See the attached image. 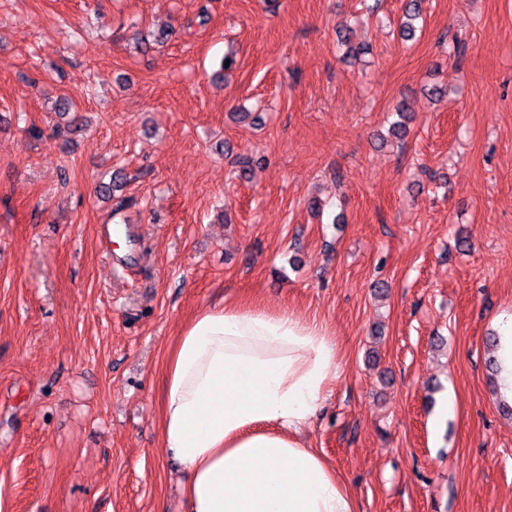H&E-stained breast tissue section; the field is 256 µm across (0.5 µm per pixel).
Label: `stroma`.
Masks as SVG:
<instances>
[{
    "mask_svg": "<svg viewBox=\"0 0 512 512\" xmlns=\"http://www.w3.org/2000/svg\"><path fill=\"white\" fill-rule=\"evenodd\" d=\"M405 4L0 0V512H186L165 364L223 300L337 342L305 434L360 512H512V0H422L408 42ZM495 330L499 336V345L497 336L493 337L491 346L495 350L498 345L499 390L501 395L512 403V313L500 316Z\"/></svg>",
    "mask_w": 512,
    "mask_h": 512,
    "instance_id": "obj_1",
    "label": "stroma"
}]
</instances>
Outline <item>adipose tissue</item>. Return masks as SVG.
Instances as JSON below:
<instances>
[{"label": "adipose tissue", "mask_w": 512, "mask_h": 512, "mask_svg": "<svg viewBox=\"0 0 512 512\" xmlns=\"http://www.w3.org/2000/svg\"><path fill=\"white\" fill-rule=\"evenodd\" d=\"M341 375L325 328L227 302L196 314L170 352L164 448L189 472L188 512H358L303 430Z\"/></svg>", "instance_id": "1"}]
</instances>
